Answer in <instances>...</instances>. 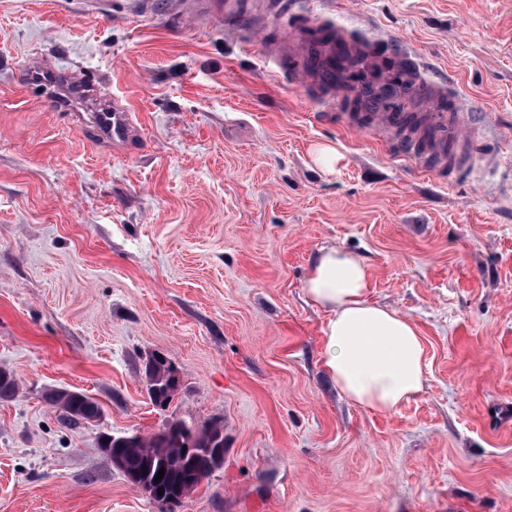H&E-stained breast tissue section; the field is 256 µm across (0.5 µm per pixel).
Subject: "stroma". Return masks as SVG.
<instances>
[{
  "label": "stroma",
  "mask_w": 512,
  "mask_h": 512,
  "mask_svg": "<svg viewBox=\"0 0 512 512\" xmlns=\"http://www.w3.org/2000/svg\"><path fill=\"white\" fill-rule=\"evenodd\" d=\"M306 13L384 35L452 81L481 163L455 177L275 65ZM121 97L140 137L87 139L23 67ZM335 151L331 169L314 154ZM369 266L370 298L418 326L425 393L391 414L323 368L305 286L324 247ZM173 363L165 406L145 383ZM0 512H163L100 434L224 427V464L176 512H512V0H0ZM98 403L64 424L46 399ZM172 372V362L167 357L154 358L146 368L145 378L147 380L148 393L155 405L163 406L170 400L176 388V381L172 376ZM58 392L66 393L52 392L48 396V401L52 407L58 408L64 422L76 426L99 420L101 409L90 397L78 392L70 393L72 391L67 390H58Z\"/></svg>",
  "instance_id": "1"
}]
</instances>
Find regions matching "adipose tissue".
I'll use <instances>...</instances> for the list:
<instances>
[{
	"mask_svg": "<svg viewBox=\"0 0 512 512\" xmlns=\"http://www.w3.org/2000/svg\"><path fill=\"white\" fill-rule=\"evenodd\" d=\"M368 265L343 248L315 257L306 293L329 318L324 366L340 393L365 410L392 413L426 387V349L417 325L370 299Z\"/></svg>",
	"mask_w": 512,
	"mask_h": 512,
	"instance_id": "1",
	"label": "adipose tissue"
}]
</instances>
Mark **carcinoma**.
<instances>
[{
	"instance_id": "1",
	"label": "carcinoma",
	"mask_w": 512,
	"mask_h": 512,
	"mask_svg": "<svg viewBox=\"0 0 512 512\" xmlns=\"http://www.w3.org/2000/svg\"><path fill=\"white\" fill-rule=\"evenodd\" d=\"M399 95L394 92L389 97H380L375 94L371 86H366L361 95L355 100V105L365 112H375L378 108L401 109L398 103ZM172 362L166 358H155L145 370L148 393L151 401L163 406L169 400L176 388V381L172 376ZM17 392V382L14 375L0 369V399H10ZM50 405L61 412L64 422L69 425L89 423L100 418L101 409L97 402L85 394L73 392L65 394L50 393ZM171 427L185 432L193 437L194 447L221 448L224 445L223 429L211 425L202 429L192 427L182 420H175ZM125 436H112L109 447L121 449V456L131 468H138L146 473L150 479H155L159 470H164V476L154 489H162V498L189 487H197L201 480L213 471L209 459L201 454L185 455L181 452V445L175 438L156 435L151 438L138 437V441L129 445Z\"/></svg>"
}]
</instances>
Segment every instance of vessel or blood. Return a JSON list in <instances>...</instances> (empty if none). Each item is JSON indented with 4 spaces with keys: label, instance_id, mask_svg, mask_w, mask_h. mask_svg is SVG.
Returning a JSON list of instances; mask_svg holds the SVG:
<instances>
[{
    "label": "vessel or blood",
    "instance_id": "obj_1",
    "mask_svg": "<svg viewBox=\"0 0 512 512\" xmlns=\"http://www.w3.org/2000/svg\"><path fill=\"white\" fill-rule=\"evenodd\" d=\"M319 38L316 58L307 60V67L318 68L317 80L326 99H346L356 90L348 77L351 63L369 70H378V92L387 93L394 82L406 80L407 92L432 99L437 111L408 118L403 112H371L364 127L388 131L410 127L407 139L398 141L400 155L421 159L431 170L456 173L463 157L470 153L473 142L463 127L466 104L460 94L446 91L429 80L423 72L400 73L395 68H380L379 60L363 38L349 36L345 29L320 20H308L298 33L289 39L290 46L300 47L308 33ZM24 85L48 92L56 109L75 114L82 128L91 132L94 140L121 148L131 145L137 132L135 123L121 99L100 95L98 86L76 79L70 72L56 68H29L24 73Z\"/></svg>",
    "mask_w": 512,
    "mask_h": 512
}]
</instances>
